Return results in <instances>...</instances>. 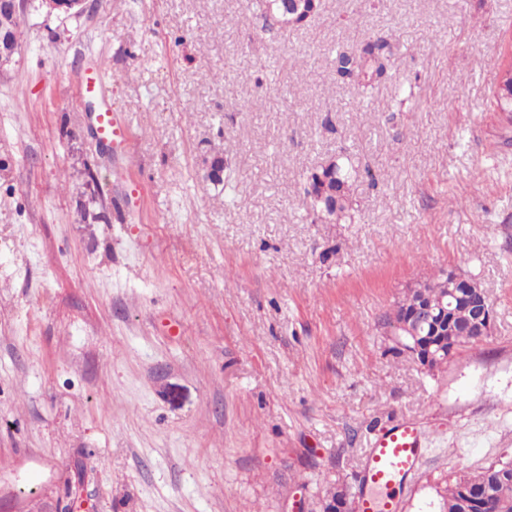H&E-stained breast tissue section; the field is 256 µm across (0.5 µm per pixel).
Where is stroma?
<instances>
[{
	"instance_id": "35a3bbf8",
	"label": "stroma",
	"mask_w": 512,
	"mask_h": 512,
	"mask_svg": "<svg viewBox=\"0 0 512 512\" xmlns=\"http://www.w3.org/2000/svg\"><path fill=\"white\" fill-rule=\"evenodd\" d=\"M0 73V512H320L400 421L402 512L512 457V0H322L272 37L249 0H28ZM392 35L356 111L337 53ZM134 141L101 142L84 75ZM414 86L404 98L402 89ZM224 158V182L206 164ZM347 152L353 224L302 218ZM475 275L490 336L429 372L384 316Z\"/></svg>"
}]
</instances>
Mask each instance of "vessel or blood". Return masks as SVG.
Here are the masks:
<instances>
[{
	"label": "vessel or blood",
	"instance_id": "vessel-or-blood-1",
	"mask_svg": "<svg viewBox=\"0 0 512 512\" xmlns=\"http://www.w3.org/2000/svg\"><path fill=\"white\" fill-rule=\"evenodd\" d=\"M101 139L118 142L130 151L131 138L111 110L96 116ZM421 433L413 423L401 421L377 436L363 469L364 490L353 502L352 512H401L398 490L421 467Z\"/></svg>",
	"mask_w": 512,
	"mask_h": 512
}]
</instances>
